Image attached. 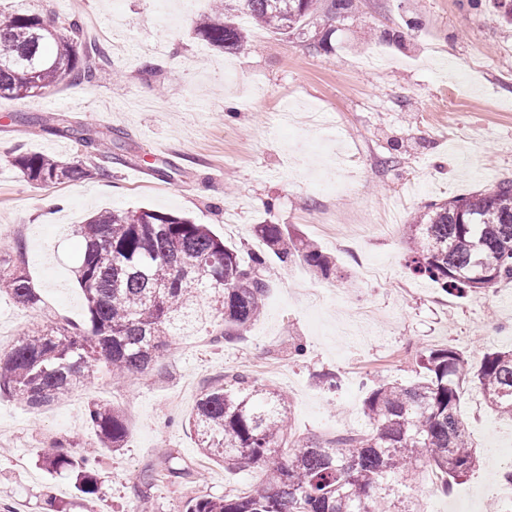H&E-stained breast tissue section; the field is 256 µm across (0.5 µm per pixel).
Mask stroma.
<instances>
[{
	"mask_svg": "<svg viewBox=\"0 0 512 512\" xmlns=\"http://www.w3.org/2000/svg\"><path fill=\"white\" fill-rule=\"evenodd\" d=\"M23 2L47 19L74 8L98 20L96 40L118 80L0 99V239L23 240L24 268L43 298L33 310L0 295V351L49 322L85 321L74 274L83 241L72 227L105 209L184 215L247 253L262 248L254 225L281 224L336 259L338 271L316 278L301 263L270 260L264 313L245 335L227 342L202 325L122 386L101 370L40 411L1 395L0 512H50L54 503L65 512H182L190 499L247 489V473L204 455L186 424L219 375L241 372L282 391L293 434L326 439L368 431L366 389L418 380L423 349L448 346L473 362L512 348V282L449 295L409 272L403 236L426 203L512 178V0H482L478 10L467 0H354L333 19L330 0H316L301 29L251 25L224 52L193 31L213 0L167 25L156 0ZM19 112L47 124L18 126ZM61 119L122 133L109 176L48 190L7 165L19 146L94 165L89 148L56 134ZM340 178L354 192H319L321 181ZM50 196L62 207L45 208ZM386 199L399 209L397 224L382 237L358 236ZM325 206L336 215L327 230L313 220ZM296 343L304 356L293 355ZM325 372L341 377L338 391L319 384ZM93 399L121 408L129 438L119 451L98 450V491L88 498L38 457L91 443ZM457 412L479 466L445 493L425 472L408 490L423 512H486L501 498L495 465L512 448V422L472 384L461 388ZM171 455L184 474L140 483Z\"/></svg>",
	"mask_w": 512,
	"mask_h": 512,
	"instance_id": "obj_1",
	"label": "stroma"
}]
</instances>
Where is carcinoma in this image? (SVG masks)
<instances>
[{
  "instance_id": "cac0c4a2",
  "label": "carcinoma",
  "mask_w": 512,
  "mask_h": 512,
  "mask_svg": "<svg viewBox=\"0 0 512 512\" xmlns=\"http://www.w3.org/2000/svg\"><path fill=\"white\" fill-rule=\"evenodd\" d=\"M220 0L198 19L196 35L222 49L238 46L236 21L275 31L300 25L313 0ZM70 35L55 21L0 7V98L24 100L65 83L94 85L108 74V51L84 39L77 13L64 17ZM86 144L112 160V131L87 135ZM11 165L44 188L81 179L89 170L18 147ZM83 253L75 277L87 305L84 324L49 325L19 336L0 353V393L30 410L66 399L106 362L121 378L148 370L183 330L201 320L232 341L259 320L268 290V255L286 264L301 260L328 277L336 263L317 247L295 241L280 224H257L266 247L249 259L224 243L206 224L151 209L105 210L78 225ZM406 264L452 294L493 292L512 280V180L423 207L404 225ZM22 240L0 246V293L32 309L43 304L24 272ZM422 380L370 389L365 414L371 430L332 439L290 440L286 397L244 375L213 380L190 416L197 443L228 469L250 470L258 479L243 495L193 498L184 512H394L406 499V481L421 468L440 475L441 491L478 464L470 435L457 414L460 387L474 384L501 416L512 421V350L493 349L472 363L452 348L419 353ZM86 418L95 448L118 451L129 429L121 410L91 402ZM289 444L288 458L278 456ZM44 468L67 473L85 496L96 494V456L62 449L42 456Z\"/></svg>"
}]
</instances>
